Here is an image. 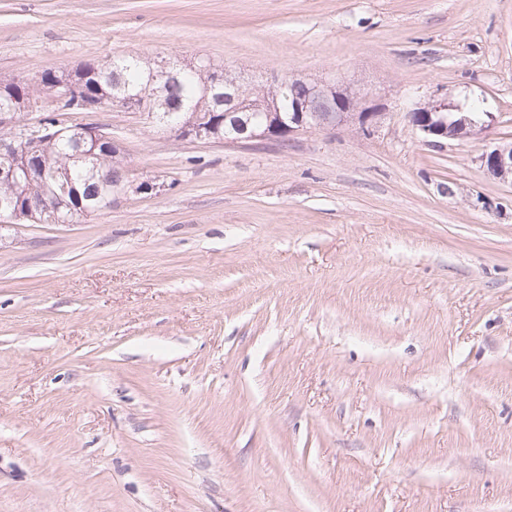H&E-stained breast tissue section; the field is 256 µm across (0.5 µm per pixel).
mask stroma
<instances>
[{
  "instance_id": "1",
  "label": "stroma",
  "mask_w": 512,
  "mask_h": 512,
  "mask_svg": "<svg viewBox=\"0 0 512 512\" xmlns=\"http://www.w3.org/2000/svg\"><path fill=\"white\" fill-rule=\"evenodd\" d=\"M115 56L337 80L384 114L197 143L0 227V512H512V0H0V73ZM486 99L480 136L408 114ZM449 109L458 112H448ZM482 115L492 117L488 111L462 112V108L446 96L414 108L408 118L426 142L444 145V141H464L486 132L490 124L481 119ZM478 162L484 175L498 183L512 186V144L495 145L479 156Z\"/></svg>"
}]
</instances>
